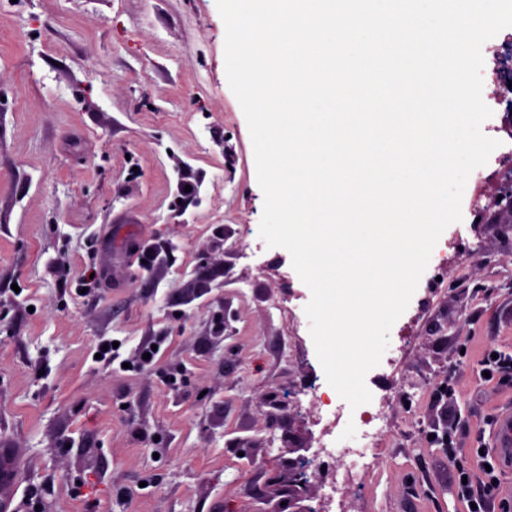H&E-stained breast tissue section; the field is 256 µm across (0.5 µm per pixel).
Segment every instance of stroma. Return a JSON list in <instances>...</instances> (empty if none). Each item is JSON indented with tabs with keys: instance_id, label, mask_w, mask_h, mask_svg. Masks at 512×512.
I'll use <instances>...</instances> for the list:
<instances>
[{
	"instance_id": "1",
	"label": "stroma",
	"mask_w": 512,
	"mask_h": 512,
	"mask_svg": "<svg viewBox=\"0 0 512 512\" xmlns=\"http://www.w3.org/2000/svg\"><path fill=\"white\" fill-rule=\"evenodd\" d=\"M193 184L184 193V184ZM264 206L216 0H0V500L24 512H467L512 377V230L450 224L365 376L391 430L330 498L340 396ZM160 247L143 263L136 245ZM97 268L95 295L78 291ZM115 341L114 362L95 359ZM159 342L137 368L140 346ZM315 386V396L303 390ZM35 503H28L30 491ZM467 476V483L463 484L462 476ZM458 495L468 503L470 512H486L488 510L487 501L484 497L478 496L474 490V480L470 473L463 467L459 470L458 484H457ZM474 502L475 508H471L470 503Z\"/></svg>"
}]
</instances>
